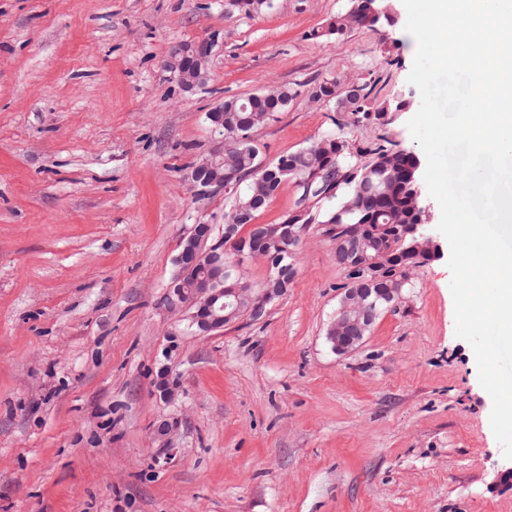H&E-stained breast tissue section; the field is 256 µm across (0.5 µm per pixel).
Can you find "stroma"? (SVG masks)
<instances>
[{
	"mask_svg": "<svg viewBox=\"0 0 512 512\" xmlns=\"http://www.w3.org/2000/svg\"><path fill=\"white\" fill-rule=\"evenodd\" d=\"M350 6L0 0V512H512L446 258L344 356L347 273L317 224L261 320L202 336L163 305L192 225L224 227V193L188 174L225 98L299 85L254 132L266 163L326 136L417 150L411 110L358 122L311 95L338 75L420 102L402 0L394 25L307 39ZM206 37L210 78L183 91L161 63ZM224 7L228 10L238 11L247 16L266 13L273 8V0H226Z\"/></svg>",
	"mask_w": 512,
	"mask_h": 512,
	"instance_id": "35a3bbf8",
	"label": "stroma"
}]
</instances>
